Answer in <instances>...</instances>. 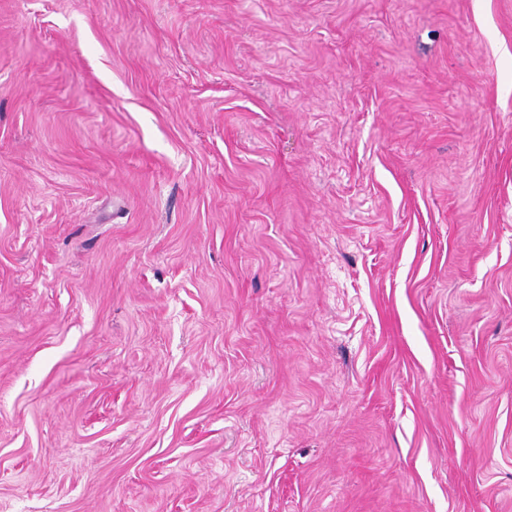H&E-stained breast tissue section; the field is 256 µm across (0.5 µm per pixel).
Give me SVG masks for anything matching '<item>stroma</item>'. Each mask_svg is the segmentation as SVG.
Masks as SVG:
<instances>
[{
  "instance_id": "35a3bbf8",
  "label": "stroma",
  "mask_w": 512,
  "mask_h": 512,
  "mask_svg": "<svg viewBox=\"0 0 512 512\" xmlns=\"http://www.w3.org/2000/svg\"><path fill=\"white\" fill-rule=\"evenodd\" d=\"M0 512H512V0H0Z\"/></svg>"
}]
</instances>
